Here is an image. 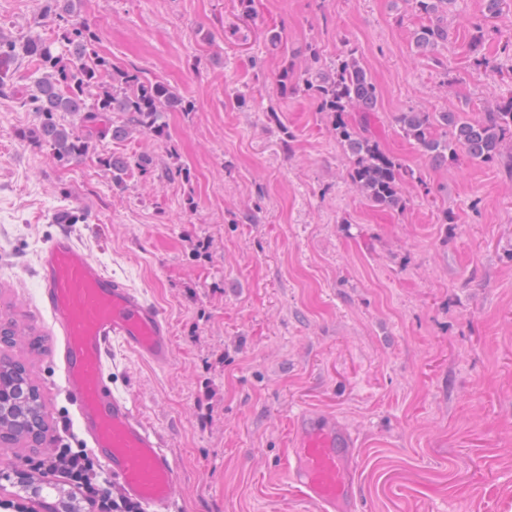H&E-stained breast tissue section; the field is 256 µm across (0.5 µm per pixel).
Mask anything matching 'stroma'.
<instances>
[{
  "label": "stroma",
  "instance_id": "35a3bbf8",
  "mask_svg": "<svg viewBox=\"0 0 512 512\" xmlns=\"http://www.w3.org/2000/svg\"><path fill=\"white\" fill-rule=\"evenodd\" d=\"M38 0H0V35L50 37ZM96 51L191 100L165 115L168 137L96 140L58 162L24 138L35 68L13 66L0 96V318L26 337L11 349L44 405V446L81 445L38 303L36 255L59 213L109 272L158 304L173 329L162 367L120 344L113 388L177 466L179 512H313L283 461L303 407L334 414L355 439L357 512H512V160L441 165L403 137L404 112L480 118L512 99V0H455L448 39L420 54L428 16L409 0H79ZM482 23L481 54L469 49ZM283 34L270 51L269 29ZM355 50L379 91L348 121L412 170L402 209L373 206L349 178L351 153L309 97L281 93L304 71ZM276 110L278 122L267 113ZM153 155L124 184L95 154ZM183 165L189 181H170ZM454 216L442 223L443 214ZM39 450L6 449L0 502Z\"/></svg>",
  "mask_w": 512,
  "mask_h": 512
}]
</instances>
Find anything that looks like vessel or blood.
Instances as JSON below:
<instances>
[{
    "label": "vessel or blood",
    "instance_id": "obj_1",
    "mask_svg": "<svg viewBox=\"0 0 512 512\" xmlns=\"http://www.w3.org/2000/svg\"><path fill=\"white\" fill-rule=\"evenodd\" d=\"M39 297L57 329L56 356L76 422L107 473L144 512H177L175 462L158 435L117 393L107 371L113 342L157 366L173 355L163 310L112 276L85 253L67 225H59L37 255ZM295 445L285 471L318 512H352L357 455L350 432L328 415L298 412Z\"/></svg>",
    "mask_w": 512,
    "mask_h": 512
}]
</instances>
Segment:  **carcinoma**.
Returning a JSON list of instances; mask_svg holds the SVG:
<instances>
[{
  "instance_id": "cac0c4a2",
  "label": "carcinoma",
  "mask_w": 512,
  "mask_h": 512,
  "mask_svg": "<svg viewBox=\"0 0 512 512\" xmlns=\"http://www.w3.org/2000/svg\"><path fill=\"white\" fill-rule=\"evenodd\" d=\"M454 2L413 0L414 9L429 16ZM33 25L53 27L57 39L69 46L70 61L60 59L52 44L40 39L19 44L0 38V95L10 93L14 60L19 53L26 54L35 62L39 74L29 106L41 115V121L30 136L48 147L58 161L72 163L86 158L94 138L122 139L132 130L159 136L166 128L165 113L192 108L191 102L169 84L152 80L133 67H114L108 58L99 55L94 49L95 32L75 8L74 0H44L33 17ZM447 38V28L438 21L421 29L416 47L433 49ZM279 82L285 89L292 86L303 91L318 111L330 114L336 138L347 145L353 156L350 180L366 198L381 207H403L400 183L404 177L412 176L411 171L344 120L345 112L353 108L368 112L378 101L377 86L356 55H343L328 70L321 67L318 55L313 53L304 73L298 75L286 66ZM92 91L95 97L89 103ZM58 112L77 115L82 130L56 122ZM114 112L124 113L127 122L112 123ZM399 124L403 136L438 163L455 160L460 151L471 160L495 163L502 156L503 143H512V101L498 105L478 120L459 112H407L399 117ZM438 127L447 132L436 135ZM96 159L100 167L112 173L116 184L123 183L131 172L147 174L154 168L153 157L145 153L132 159L99 154ZM23 335L25 329L16 321L0 322V434L10 443L31 441L39 445L45 429L44 406L26 367L9 353L15 337ZM35 486L43 492L57 493L54 512H82L74 495H60L57 484L43 474L17 483L16 494H29Z\"/></svg>"
}]
</instances>
